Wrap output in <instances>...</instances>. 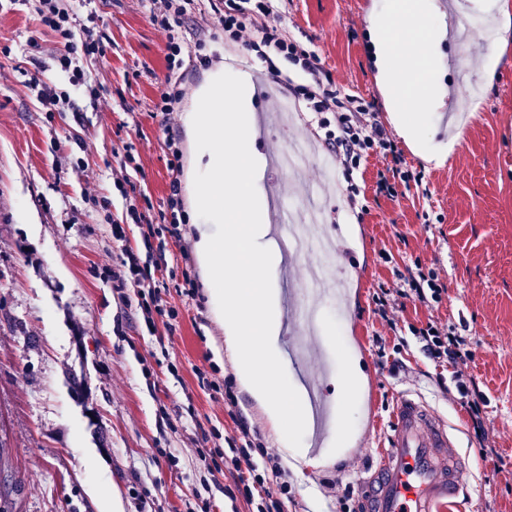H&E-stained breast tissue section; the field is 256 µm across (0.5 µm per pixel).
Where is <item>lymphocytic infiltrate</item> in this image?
Returning <instances> with one entry per match:
<instances>
[{
  "label": "lymphocytic infiltrate",
  "instance_id": "f902f5d3",
  "mask_svg": "<svg viewBox=\"0 0 512 512\" xmlns=\"http://www.w3.org/2000/svg\"><path fill=\"white\" fill-rule=\"evenodd\" d=\"M273 12L272 0H227V7L218 18V28L231 42L265 63L266 76L280 85L284 93L316 112L323 131L321 144L342 169L348 206L356 207L360 189L354 172L371 156H397V145L391 132L376 119L371 103L354 96L349 97L347 103H340L334 92L324 87L320 58L287 37L280 23L273 20ZM36 15L42 33L55 40L56 63L70 73L73 83L85 87L89 94H96L97 84L86 65L106 52L101 31L80 20L68 9L65 0H38ZM188 17L189 11L181 0H163L162 8L150 11L152 24L166 39L168 70L183 65V52L188 47L185 37ZM278 56L299 67L302 82L283 77L274 63ZM120 265L123 272L116 275L115 280L122 284L131 279L138 284L137 307L143 317L163 313L161 288L147 282L139 257L132 250L123 249ZM417 334L429 357L448 360L455 366L463 363L467 341L454 328L430 323L418 329Z\"/></svg>",
  "mask_w": 512,
  "mask_h": 512
}]
</instances>
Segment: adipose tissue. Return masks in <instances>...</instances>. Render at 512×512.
<instances>
[{"label":"adipose tissue","mask_w":512,"mask_h":512,"mask_svg":"<svg viewBox=\"0 0 512 512\" xmlns=\"http://www.w3.org/2000/svg\"><path fill=\"white\" fill-rule=\"evenodd\" d=\"M428 15V0H392L381 21L386 34L373 41L390 117L404 139L421 146L427 127L410 108L436 96V37ZM250 120L245 84L235 77L211 82L185 116L202 172L191 185V205L211 220L199 230L196 253L240 386L260 405L281 454L303 460L302 396L280 370L281 307L268 276L271 260L258 248L266 224L264 205L253 189L255 151L246 135ZM226 223L232 224L231 232L223 231Z\"/></svg>","instance_id":"obj_1"}]
</instances>
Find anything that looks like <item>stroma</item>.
<instances>
[{
	"label": "stroma",
	"instance_id": "35a3bbf8",
	"mask_svg": "<svg viewBox=\"0 0 512 512\" xmlns=\"http://www.w3.org/2000/svg\"><path fill=\"white\" fill-rule=\"evenodd\" d=\"M37 0H0V512H101L119 495L123 512H253L238 475L200 460L201 448L251 446L275 453L271 431L241 391L224 352V329L209 304L195 251L197 230L171 228L164 216L171 180L186 183L192 151L184 117L209 73L185 58L168 72L165 39L149 20L147 0H70L78 17L104 21L106 54L89 64L101 88L90 100L69 87L56 66L53 38L36 21ZM218 0H195L188 40L204 54L229 58L231 75L251 80L261 63L241 48L211 40ZM390 0H279L287 36L316 52L323 82L339 96L374 101L380 121H392L377 84L370 26ZM488 26L471 30L466 68L481 86L478 109L465 120L444 166L419 148L397 144L421 188L396 182L392 198L377 195L392 171L379 157L361 167L366 209L355 213L341 175L320 164L303 179L321 194L328 223L337 225L358 264L347 309L325 304L323 333L313 351L334 354L341 369L358 367L359 388L339 398L340 417L314 466L295 474L281 465L268 474L277 492L287 483L284 512H362L359 481L377 449L386 447L398 397L422 399L459 428L457 446L470 456L463 476L464 512H512V31H502L512 0H468ZM37 39L34 61L21 48ZM41 71L69 87L73 108L46 111L26 83ZM436 101L417 103L434 148H442L433 115L448 95V67L436 63ZM179 98L171 125L152 114L159 90ZM180 157H172L168 136ZM133 154L138 170L123 173ZM129 177L126 192L115 182ZM136 203L149 223L112 238L111 222ZM160 269L176 319L147 328L137 314V288L115 287L110 268L121 247L143 251ZM422 265L445 286L441 303L394 307L393 322L375 314L380 289L399 286L405 268ZM196 292L185 296L186 279ZM456 326L468 340L467 375L484 397V433L476 435L455 388V370L433 361L414 336L427 323ZM85 373L84 399L73 397L69 373ZM223 385L216 396L209 381ZM106 431L99 440L89 414ZM499 459L483 457V446ZM177 465H170L169 457Z\"/></svg>",
	"mask_w": 512,
	"mask_h": 512
}]
</instances>
